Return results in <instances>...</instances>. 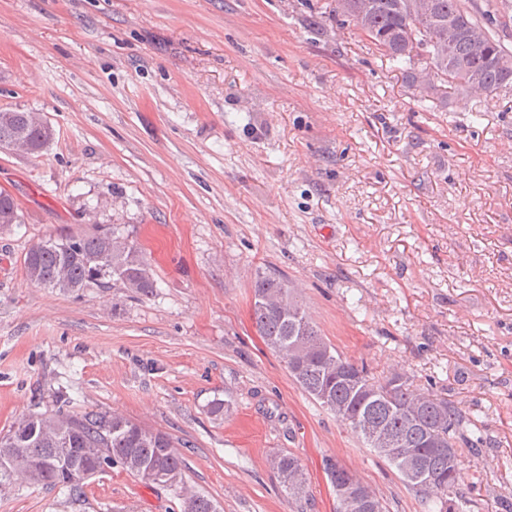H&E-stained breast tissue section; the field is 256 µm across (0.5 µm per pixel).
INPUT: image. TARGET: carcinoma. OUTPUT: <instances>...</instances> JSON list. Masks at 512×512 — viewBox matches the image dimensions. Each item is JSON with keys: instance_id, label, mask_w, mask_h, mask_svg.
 Listing matches in <instances>:
<instances>
[{"instance_id": "cac0c4a2", "label": "carcinoma", "mask_w": 512, "mask_h": 512, "mask_svg": "<svg viewBox=\"0 0 512 512\" xmlns=\"http://www.w3.org/2000/svg\"><path fill=\"white\" fill-rule=\"evenodd\" d=\"M351 2L354 9L343 16L401 65L409 86H417L419 63L434 74L436 84L423 91L420 101L439 94L444 85L470 90L458 71L463 61L479 72L484 92L512 87V51L486 27L490 14L512 10L509 0H499L491 10L474 0H433V11L426 17L411 13L409 0ZM450 19L461 29L453 40L448 39ZM475 30L483 37L480 55L467 37ZM19 138L25 139L29 153L39 154L55 139V131L32 112L0 111V147L8 149ZM18 211L12 194L0 190V224L21 223ZM23 264L28 281L40 288L80 292L103 287L114 278L142 297L156 292L151 268L137 245L99 227L90 233L41 239L28 249ZM251 319L265 346L286 359L290 376L304 392L393 465L418 497L428 502L432 492H439L433 504L438 512H448V494L456 492L464 480L456 448L463 436V416L453 405L414 387L396 371L376 381L365 365L334 352L280 277L256 275ZM378 430L394 447L420 451L417 480L405 477L404 462L377 442ZM432 437L442 439L446 451L430 448ZM101 463L116 465L148 486L154 482L147 470L156 468L175 478L172 486L180 489L183 512H216L207 496L185 486L187 459L167 433L116 412L88 410L65 391H57L55 403L43 411L40 402H34L0 434V489L20 483L78 496ZM269 465L289 496L306 494L307 474L295 455L277 453Z\"/></svg>"}]
</instances>
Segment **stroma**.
Wrapping results in <instances>:
<instances>
[{
    "instance_id": "stroma-1",
    "label": "stroma",
    "mask_w": 512,
    "mask_h": 512,
    "mask_svg": "<svg viewBox=\"0 0 512 512\" xmlns=\"http://www.w3.org/2000/svg\"><path fill=\"white\" fill-rule=\"evenodd\" d=\"M10 108L56 137L0 148L22 219L0 225V432L64 387L168 433L219 512H336L328 459L386 512H427L261 341L267 272L340 354L462 413L452 512H512V88L418 102L336 0H0ZM94 224L140 245L155 297L29 283L33 241ZM281 451L300 499L268 465ZM0 512L182 509L109 467L76 499L13 485ZM269 465L289 496L301 498L306 494L307 474L295 455L290 452L276 453L270 457Z\"/></svg>"
}]
</instances>
